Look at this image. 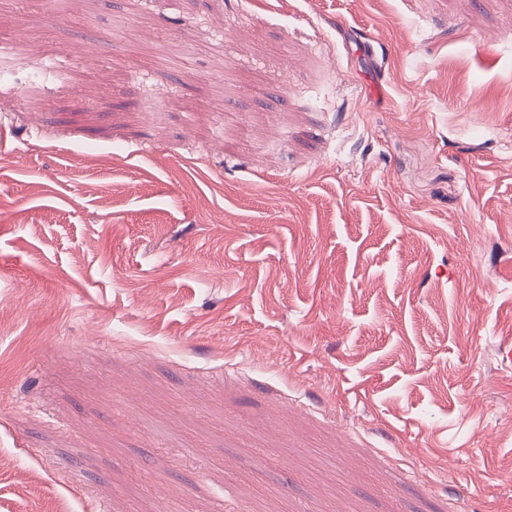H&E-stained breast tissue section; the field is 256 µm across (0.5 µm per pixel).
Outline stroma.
I'll use <instances>...</instances> for the list:
<instances>
[{
  "instance_id": "35a3bbf8",
  "label": "stroma",
  "mask_w": 512,
  "mask_h": 512,
  "mask_svg": "<svg viewBox=\"0 0 512 512\" xmlns=\"http://www.w3.org/2000/svg\"><path fill=\"white\" fill-rule=\"evenodd\" d=\"M13 42L0 512H512V0H0Z\"/></svg>"
}]
</instances>
